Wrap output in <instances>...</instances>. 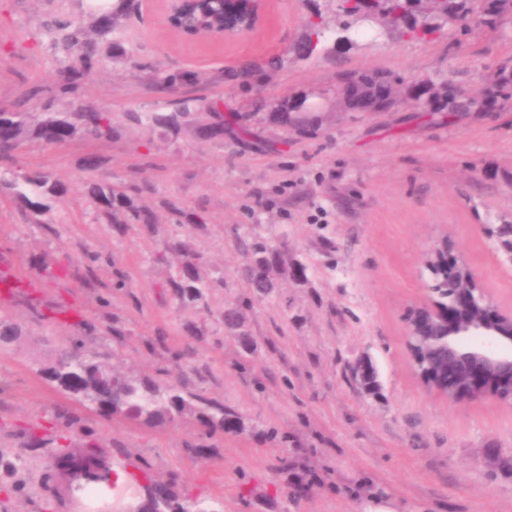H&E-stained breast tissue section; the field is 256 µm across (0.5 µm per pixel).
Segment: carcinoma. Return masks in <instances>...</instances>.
Wrapping results in <instances>:
<instances>
[{
	"label": "carcinoma",
	"mask_w": 512,
	"mask_h": 512,
	"mask_svg": "<svg viewBox=\"0 0 512 512\" xmlns=\"http://www.w3.org/2000/svg\"><path fill=\"white\" fill-rule=\"evenodd\" d=\"M483 6L473 7V0H443L436 11L425 12L417 0H380L381 5L399 13L404 22L396 29L401 36L414 40L438 39L446 33L468 36L479 29H497L512 19V0H482ZM72 44L80 48L73 78L64 87V93L78 92V79L89 76L96 68L99 46L96 40L71 37ZM365 83L373 91H381L391 83L421 90L417 104H424L425 80L407 79L388 70L371 69L361 72ZM447 93L446 100L431 108L433 112L468 113L482 111V103L492 101L498 110L512 107V57L502 60L495 72L485 81L476 96L466 94L460 85L443 74L438 75ZM191 112L185 105L178 112H153L146 115L132 114L130 119L138 124L161 128L169 133L179 132L182 123L189 121ZM112 134V115L83 103H72L63 112H48L31 122L26 112H0V165L17 162L24 144L30 140L45 145H58L75 137L95 140ZM26 185L35 187L38 195H60L63 187L47 174L20 175ZM86 195L105 214L112 217L113 228L121 233L125 223L117 220V214L129 212V220L150 232L156 224L155 215L149 210L133 205L131 196L124 190L101 183L86 184ZM240 248L246 256L241 274L249 282L259 298L276 292L275 277H306L301 265L288 266L282 248L270 242L243 236ZM168 253L176 262V271L168 282V288L179 305L202 303L212 282L200 272L201 263L191 237L175 242ZM429 287L436 289L432 298L440 304L448 300V277L438 267L428 269ZM249 302L239 301L224 308V329L238 338L242 348L253 355L260 343L246 327L245 310ZM351 380L366 395L380 391L379 374L368 358L349 367ZM39 373L78 405L99 414L124 417L143 425L154 426L173 422L186 415L198 418L206 433L238 432L246 430L239 417L224 405L208 399L198 392L183 389L167 380L122 374L104 364L97 357L83 351V339L76 337L73 344L63 349L56 360L40 368ZM43 428L32 427L22 431L24 444L47 449V465L44 480L49 482L56 475L66 472L89 478V492L100 484L112 482L116 475L115 463L96 450L93 441L81 448L57 443L47 446L42 436ZM150 499V512H218L213 502L198 497L180 496L175 483L147 479L144 484Z\"/></svg>",
	"instance_id": "1"
}]
</instances>
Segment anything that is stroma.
Instances as JSON below:
<instances>
[{
  "instance_id": "obj_1",
  "label": "stroma",
  "mask_w": 512,
  "mask_h": 512,
  "mask_svg": "<svg viewBox=\"0 0 512 512\" xmlns=\"http://www.w3.org/2000/svg\"><path fill=\"white\" fill-rule=\"evenodd\" d=\"M93 3L0 0V110L68 107L57 86L77 55L44 24L59 12L90 30ZM106 4L116 26L100 38L77 98L111 112V138L27 145L18 173L45 172L67 188L48 210L0 189V273L29 284L0 298V319L21 330L0 343V512H83L68 477L43 482L41 449L7 432L46 423L68 404L38 373L83 336L73 321L49 320L57 309L92 318L87 350L121 372L167 370L168 381L242 417L244 433L209 437L189 416L148 428L83 409L68 432L76 445L93 433L130 470L175 479L179 492L207 496L220 512H512V470L498 461L512 456V403L448 402L421 385L406 348L409 315L428 298L424 258L438 244L449 243L512 310V258L482 232L512 224V111L430 119L406 102L389 112H316L301 133L278 113L285 100L334 98L344 73L368 69L440 71L477 92L512 57V22L458 41L370 33L348 43L338 38L339 0H264L259 32L211 43L168 33L157 0H136L130 18L121 0ZM317 15L328 32L306 55L300 44ZM168 77L175 87L158 89ZM182 100L198 115L178 137L128 118L172 112ZM218 115L223 137L203 136L201 124ZM89 154L106 160L94 175L79 166ZM94 178L139 185L135 202L156 211L155 233L133 224L113 233L84 194ZM166 200L204 211V226L176 223ZM185 235L220 285L204 304L180 308L166 286L174 266L160 256ZM243 235L280 245L306 280L254 297L240 275ZM235 299L251 302L247 326L263 344L255 354L224 333L220 315ZM115 321L123 336H112ZM191 323L202 335L189 334ZM363 357L379 373L374 397L349 378ZM199 443L207 453H192Z\"/></svg>"
}]
</instances>
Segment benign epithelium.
<instances>
[{"mask_svg": "<svg viewBox=\"0 0 512 512\" xmlns=\"http://www.w3.org/2000/svg\"><path fill=\"white\" fill-rule=\"evenodd\" d=\"M163 25L174 35L183 36L181 20L189 0H161ZM242 0H224L223 14L203 19L193 35L195 39L220 43L228 37L247 38L261 22V0H249L248 10ZM360 98L368 112H388L403 99L416 98V92L393 85L384 95L373 93L361 78L343 80L331 107L338 111L354 110ZM448 265V281L454 295L448 301L443 328H423L425 312H438L431 304L415 308L409 321L406 347L412 364L430 355L436 336L448 332V368L440 395L449 402L492 397L512 402V311L502 309L483 286L481 274L445 244L431 250L425 260L429 265L439 253Z\"/></svg>", "mask_w": 512, "mask_h": 512, "instance_id": "obj_1", "label": "benign epithelium"}]
</instances>
